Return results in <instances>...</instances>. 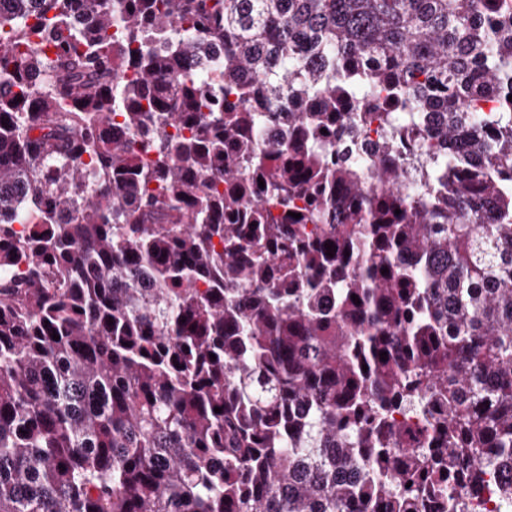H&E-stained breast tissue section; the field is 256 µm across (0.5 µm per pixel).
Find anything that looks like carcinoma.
Returning <instances> with one entry per match:
<instances>
[{"label":"carcinoma","instance_id":"cac0c4a2","mask_svg":"<svg viewBox=\"0 0 512 512\" xmlns=\"http://www.w3.org/2000/svg\"><path fill=\"white\" fill-rule=\"evenodd\" d=\"M510 95L512 0H0V512H472Z\"/></svg>","mask_w":512,"mask_h":512}]
</instances>
